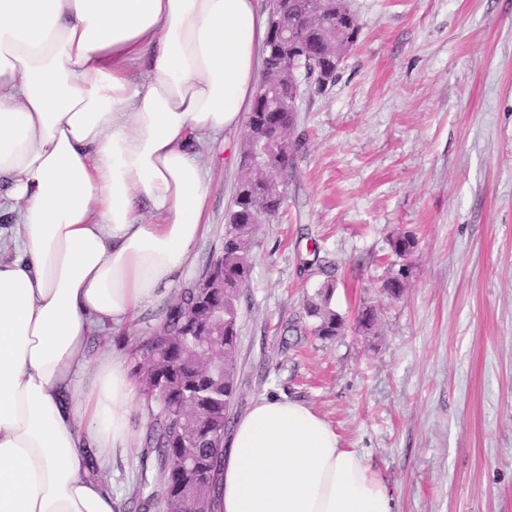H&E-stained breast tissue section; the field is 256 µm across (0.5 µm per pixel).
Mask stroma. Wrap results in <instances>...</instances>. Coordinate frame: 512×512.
I'll use <instances>...</instances> for the list:
<instances>
[{"instance_id": "stroma-1", "label": "stroma", "mask_w": 512, "mask_h": 512, "mask_svg": "<svg viewBox=\"0 0 512 512\" xmlns=\"http://www.w3.org/2000/svg\"><path fill=\"white\" fill-rule=\"evenodd\" d=\"M361 26L335 81L296 101L286 199L240 293L232 417L262 397L307 403L365 453L398 512H512V0H348ZM242 132L199 145L208 229L180 285L203 275L244 175ZM418 237L403 295L380 287L389 239ZM339 266L353 329L294 345L287 327ZM141 451L105 476L123 512Z\"/></svg>"}]
</instances>
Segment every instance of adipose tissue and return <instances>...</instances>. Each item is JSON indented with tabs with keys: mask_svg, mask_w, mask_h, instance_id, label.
<instances>
[{
	"mask_svg": "<svg viewBox=\"0 0 512 512\" xmlns=\"http://www.w3.org/2000/svg\"><path fill=\"white\" fill-rule=\"evenodd\" d=\"M264 0H0V512H120L134 447L121 336L163 314L207 230L194 142L237 131L264 67ZM109 352L89 356L100 333ZM98 461L90 475L89 457ZM223 512H397L310 406L262 398L223 456Z\"/></svg>",
	"mask_w": 512,
	"mask_h": 512,
	"instance_id": "ef3b65f1",
	"label": "adipose tissue"
}]
</instances>
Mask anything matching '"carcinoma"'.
<instances>
[{
  "mask_svg": "<svg viewBox=\"0 0 512 512\" xmlns=\"http://www.w3.org/2000/svg\"><path fill=\"white\" fill-rule=\"evenodd\" d=\"M308 10L309 0H294L292 8L282 13V25L294 29ZM326 28L334 33L338 53L349 52L361 33L355 14L333 11L317 18L305 41L320 39ZM298 93L299 87L286 74L274 98L263 102L262 92H255L240 151L246 158L252 142L261 141L267 168L240 180L216 258L192 287L177 292L163 321L138 339L131 350L132 373L140 383L150 417L142 472L131 494L137 510L153 500L175 508L172 498L187 500L195 494V474L184 467V458L190 453L203 468H213L212 482L205 491L211 512H221V457L236 391V302L249 281L250 253L262 228L258 217L269 215L265 220L268 224L280 213L277 206L267 209V197L274 191L268 177L293 161L296 143L289 141L286 132L293 129L294 114L288 111V101L296 99ZM390 246L396 258L406 261L416 251L418 241L412 232L402 230L395 233ZM319 270L325 279L305 305L311 324L296 321L288 326L298 342L309 334L330 340L344 325L331 307L338 267L326 260ZM193 331L216 334L224 340V371H219L208 355L189 346Z\"/></svg>",
  "mask_w": 512,
  "mask_h": 512,
  "instance_id": "carcinoma-1",
  "label": "carcinoma"
}]
</instances>
